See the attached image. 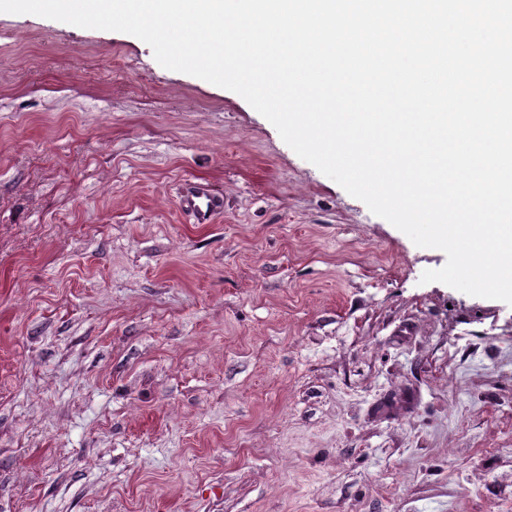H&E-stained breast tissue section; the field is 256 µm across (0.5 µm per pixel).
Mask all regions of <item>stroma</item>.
<instances>
[{"mask_svg":"<svg viewBox=\"0 0 512 512\" xmlns=\"http://www.w3.org/2000/svg\"><path fill=\"white\" fill-rule=\"evenodd\" d=\"M446 260L140 39L0 13V512H512V306ZM180 206L194 215L196 223L209 224L224 209V197L208 184L193 180L187 184Z\"/></svg>","mask_w":512,"mask_h":512,"instance_id":"35a3bbf8","label":"stroma"}]
</instances>
